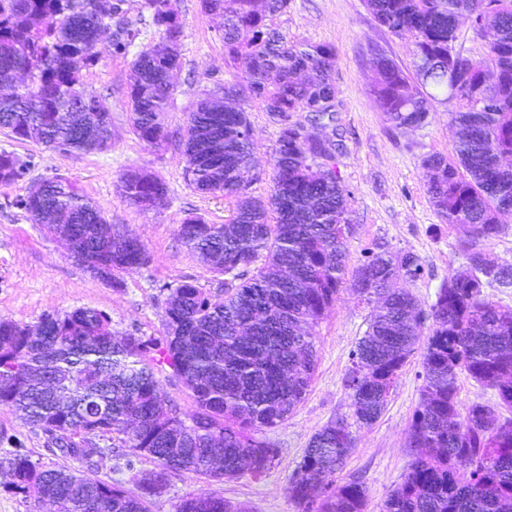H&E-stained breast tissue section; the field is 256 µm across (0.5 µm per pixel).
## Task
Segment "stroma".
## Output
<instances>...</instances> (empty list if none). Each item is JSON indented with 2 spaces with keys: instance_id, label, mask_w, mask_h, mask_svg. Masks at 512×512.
<instances>
[{
  "instance_id": "35a3bbf8",
  "label": "stroma",
  "mask_w": 512,
  "mask_h": 512,
  "mask_svg": "<svg viewBox=\"0 0 512 512\" xmlns=\"http://www.w3.org/2000/svg\"><path fill=\"white\" fill-rule=\"evenodd\" d=\"M183 22L181 67L174 75L176 93L167 114L171 131L184 133L203 89L232 79L220 38L223 21L204 12L200 0H173ZM276 28L288 39L329 44L336 49L333 73L338 89L336 131L341 145L328 164L350 191L352 233L347 242V267L364 260L366 248L386 244L391 250L418 256L423 273L416 280H399L423 308H430L440 286L468 265L461 242L465 230L445 223L427 194L422 160L431 154L456 157L454 104L439 106L420 128L397 129L369 92L373 79L371 46H379L403 68L412 57L403 40L380 26L364 0H288V10ZM87 91L104 96L112 112V146L104 152L71 155L52 151L34 141L18 142L0 132V149L26 161L24 176L0 186V316L34 325L47 313L81 307L103 310L116 333L159 338L165 336L168 286L190 281L210 294L220 292L216 276L191 254L177 235L184 219L201 215L210 223L230 219L233 199L198 192L185 175L186 159L177 141L153 146L130 130L125 107L131 79L130 60L105 53L84 72ZM253 129L256 196H267L278 127L259 107L249 110ZM146 169L165 181L168 202L159 211L143 212L123 203L121 175ZM76 181L104 213L109 223L128 227L144 243L149 263L124 273L123 288L94 278L71 259L64 243L31 223L17 201L30 186L55 177ZM366 305L350 288H342L315 328L317 367L309 390L288 420L264 431L266 441L279 448L275 465L259 477L216 481L190 474L171 477L161 496L150 498L151 512H175L179 502L201 492L248 504L252 512H297L288 495L290 478L311 438L331 420L350 415L344 379L351 353L366 329ZM420 355H413L378 421L352 426L355 448L346 459L341 479L358 477L368 489L367 512H378L397 485L410 459L408 429L421 399ZM21 444L43 468L64 465L66 457L49 451L42 433L0 407V458Z\"/></svg>"
}]
</instances>
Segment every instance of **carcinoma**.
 Segmentation results:
<instances>
[{"label":"carcinoma","mask_w":512,"mask_h":512,"mask_svg":"<svg viewBox=\"0 0 512 512\" xmlns=\"http://www.w3.org/2000/svg\"><path fill=\"white\" fill-rule=\"evenodd\" d=\"M0 0V129L70 154L104 151L112 144L107 103L87 92L82 68L95 65L103 33L117 27L112 53L126 55L137 33L122 16L123 0ZM380 25L405 40L413 71L386 51L371 48L370 93L396 128L419 127L436 105L453 102L454 161L423 160L427 193L439 216L467 227L469 268L441 285L430 311L392 288L420 277L411 252L384 244L366 251L346 280L351 233L350 191L336 171L315 166L328 138H312L292 121L332 127L337 88L336 49L294 42L273 28L288 0H202L224 20L221 39L234 79L224 91L205 89L189 113L184 136L186 174L204 193L236 201L231 218L211 224L201 215L178 225L188 251L218 277L224 297L184 281L168 289V330L161 339L112 331L101 310L82 307L48 313L35 327L0 317V406L40 430L47 447L60 438L64 457L84 464L44 469L28 452H9L12 490L59 504L62 512H149L146 497L162 493L169 477L190 473L223 481L270 470L279 449L257 434L283 424L303 401L316 368L314 328L349 284L369 307L367 329L351 354L345 377L354 424L372 426L409 358L423 346L421 401L409 425L412 458L380 512H512V417L476 402L462 405L463 371L496 391L512 411V308L495 305L487 284L512 288V265L483 245L499 236V215L512 211V0H365ZM159 41L130 61L126 107L139 140L170 138L166 115L174 96L171 74L180 66L182 23L172 0H144ZM466 18L484 41L475 56L455 50ZM258 104L279 126L267 198L251 195L252 126L247 108ZM27 164L0 150V185H11ZM168 188L143 170L120 177L123 202L140 210L165 206ZM18 205L49 234L70 221L78 246L103 268L114 288L121 275L146 266L150 256L123 225L111 224L96 203L66 177L43 181L39 195ZM264 259L260 266L258 259ZM432 319L426 339L423 325ZM166 366L192 394L185 417L162 392L156 371ZM108 444L99 447L98 438ZM355 439L344 418L328 422L310 440L288 487L298 512H366L368 493L356 479L336 474ZM128 449L157 469L138 480L141 492L96 476L86 449ZM176 512H249L212 493L187 497Z\"/></svg>","instance_id":"carcinoma-1"}]
</instances>
